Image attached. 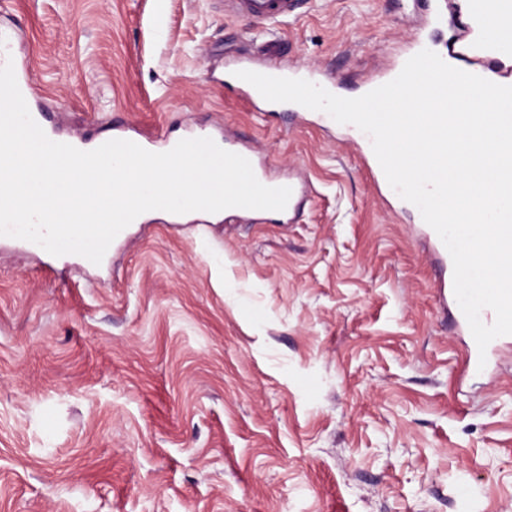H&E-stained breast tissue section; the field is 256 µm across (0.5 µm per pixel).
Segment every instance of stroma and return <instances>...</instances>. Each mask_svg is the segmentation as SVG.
Wrapping results in <instances>:
<instances>
[{"label": "stroma", "instance_id": "1", "mask_svg": "<svg viewBox=\"0 0 512 512\" xmlns=\"http://www.w3.org/2000/svg\"><path fill=\"white\" fill-rule=\"evenodd\" d=\"M401 0H0L49 125L99 140L232 133L312 194L294 223L160 213L106 261L0 237V512H512V342L468 372L412 213L339 123L228 88L257 56L361 95L415 33ZM300 0H225L234 14L252 17L270 23L287 19L299 8Z\"/></svg>", "mask_w": 512, "mask_h": 512}]
</instances>
